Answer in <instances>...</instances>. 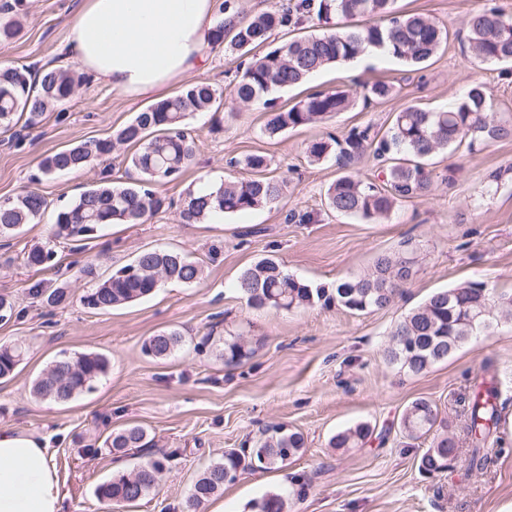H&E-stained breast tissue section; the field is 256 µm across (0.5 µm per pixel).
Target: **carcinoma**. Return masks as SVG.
<instances>
[{"instance_id": "1", "label": "carcinoma", "mask_w": 512, "mask_h": 512, "mask_svg": "<svg viewBox=\"0 0 512 512\" xmlns=\"http://www.w3.org/2000/svg\"><path fill=\"white\" fill-rule=\"evenodd\" d=\"M395 0H296L283 10L260 13L236 26L228 27L219 18L213 27L211 47L232 53L248 54L269 43L273 33L288 27L293 15L316 12L329 22L335 17L382 18L361 28L320 35H302L268 49L253 58L235 76L234 94L238 102H263L268 109L265 132L270 137L289 129L324 122L346 110L353 99L343 90L314 92L287 110L275 108L271 95L301 84L312 73L334 63H347L368 46L384 49L393 58L416 66L438 52L448 33L419 14H400L393 9ZM21 0L4 3L0 11L12 17L0 22V40L15 36L20 27ZM468 45L481 62L512 66V13L492 8L470 16L467 22ZM80 85L71 71L53 68L34 73L27 67L0 68V128L12 130L19 121L24 127L39 123L44 114L70 101ZM393 85L377 80L363 85L368 101L387 98ZM224 91L207 82L195 83L176 95L158 101L138 113L115 135L64 149L44 157L39 163L41 176L50 178L65 171L86 167L93 161L104 162L115 146L133 149L128 163L132 174L128 181L114 184L104 175L99 184L61 207L56 215L54 237L71 241L92 239L109 224H144L165 207V198L155 187L179 180L192 163L196 140L186 126L189 116L211 113L210 131L224 128L219 108ZM512 133V127L497 118L487 104L484 86L475 84L454 106L429 111L410 106L395 114L383 133L370 129L349 130L341 140L330 136L316 138L306 147L312 162L332 157L343 174L328 189L329 206L337 213L373 219L389 214L402 199L426 192L429 177L427 161L466 142L472 146L484 139H497ZM371 155L381 167L380 183L364 182L352 167L364 155ZM231 167L251 170L248 179L220 183L212 192L189 193L179 212L183 224H202L215 213L236 214L277 204L283 197L285 182L265 175L268 158L253 153L229 161ZM48 202L36 188H28L14 198L0 201V237L17 234L25 224H33ZM49 245H34L24 252L29 267H42L54 258ZM414 259L400 255H380L369 272L340 279L335 288H314L284 270L272 256L263 257L245 268L236 288L247 305L255 310L291 311L314 304L336 306L351 312L380 310L391 304L399 290L412 280ZM202 265L186 255L169 250H154L98 278L89 263L83 274L96 281L83 296L91 309L110 310L153 295L162 284L192 285L202 276ZM500 319L512 321V296L492 299L486 284L475 280L460 288L433 293L412 309L391 329L385 359L403 372L418 376L448 359L471 337L488 330ZM177 330L149 337L143 352L164 359L180 345ZM255 349L238 336L224 339V364L237 366L250 359ZM22 349L0 346V379L10 377L22 360ZM106 370V359L93 353L62 354L31 386V394L40 400L66 402L91 388ZM500 391L493 364L485 363L476 378L466 405L464 433L469 443L467 465L484 470L490 453L505 448L495 436L501 419ZM399 427L409 440L433 435L431 445L419 459V469L427 475L454 469V451L459 438L439 419L438 406L427 398H416L404 409ZM372 435L370 424L361 422L330 440L333 448H358ZM147 433L130 424L110 433L105 441L112 454L126 455L147 445ZM304 447L301 433L283 425L262 430L256 445L241 451L230 449L224 459L209 465L193 486L187 503L194 510L224 485L237 478L238 471L258 465L272 469L296 457ZM162 463L148 461L129 475H118L101 483L96 495L109 504H132L155 487ZM288 492H272L256 501L255 512H287L288 501L304 495L306 482L290 477Z\"/></svg>"}]
</instances>
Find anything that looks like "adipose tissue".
<instances>
[{"mask_svg": "<svg viewBox=\"0 0 512 512\" xmlns=\"http://www.w3.org/2000/svg\"><path fill=\"white\" fill-rule=\"evenodd\" d=\"M214 10V0H85L66 49L112 90L160 97L204 65ZM60 510V482L44 442L0 432V512Z\"/></svg>", "mask_w": 512, "mask_h": 512, "instance_id": "1", "label": "adipose tissue"}]
</instances>
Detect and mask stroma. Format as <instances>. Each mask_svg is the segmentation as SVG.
Returning <instances> with one entry per match:
<instances>
[{
	"label": "stroma",
	"mask_w": 512,
	"mask_h": 512,
	"mask_svg": "<svg viewBox=\"0 0 512 512\" xmlns=\"http://www.w3.org/2000/svg\"><path fill=\"white\" fill-rule=\"evenodd\" d=\"M82 3L24 0L18 34L0 42V67L77 69L64 46ZM494 4L512 10V0H395L396 11L424 14L444 26L446 44L418 70L389 56L371 61L364 81L392 83L390 98L356 99L326 122L276 138L264 131L262 105H243L233 96L238 55L210 51L208 69L191 72L184 82L223 89L228 117L223 131L213 133L209 115L189 116L195 158L178 181L160 187L164 209L147 223L112 224L86 241L54 240L56 257L43 269L24 266L22 252L53 240L57 209L95 185L102 169H110L115 182L128 174L123 149L106 164L42 181L36 178L41 159L111 136L147 103L89 75L65 105L63 119L47 115L22 130L17 142L0 132V197L34 185L48 202L38 223L0 240V295L9 296L15 309L10 320L0 321V345L25 349L14 375L0 379V430L46 443L60 479L61 512H109L96 487L150 459L164 463L154 490L116 512H184L201 472L226 449L252 447L272 424L301 432L302 453L277 469L240 473L201 512L219 505L224 512H251L255 501L287 487L293 475L303 477L308 490L292 501L290 512H512V322H499L419 376L400 372L382 355L394 324L434 292L480 280L493 297L512 295V136L438 154L429 165V190L398 202L375 222L330 210L326 192L340 171L333 159L313 163L305 153L310 140L340 137L356 126L385 131L394 114L411 105L451 106L475 84L485 87L498 116L512 122V69L478 62L465 41L469 17ZM356 89L344 66H330L277 92V104L286 109L315 91ZM257 152L270 159L269 175L286 182L278 205L181 223L190 192L246 177V170L227 162ZM292 210L311 214V223H288ZM154 249L204 261V278L190 286L164 284L147 299L109 311L83 305L86 262H95L104 278ZM398 252L414 257L416 273L391 305L373 312L318 305L258 311L235 287L240 272L267 255L289 274L330 289L339 279L367 272L378 255ZM37 283L67 285L68 301L47 306L30 291ZM169 329L182 333V344L165 359L144 355L143 342ZM230 332L243 334L256 349L233 367L220 355ZM63 352L102 354L108 369L92 390L69 402L33 398L32 380ZM488 360L498 370V434L509 453L481 472L461 460L454 471L423 474L419 459L430 442L406 443L398 427L403 409L416 398L431 399L450 429L460 430L463 398ZM359 422L373 429L367 444L330 446L333 435ZM129 424L144 427L148 443L119 459L103 441Z\"/></svg>",
	"instance_id": "stroma-1"
}]
</instances>
